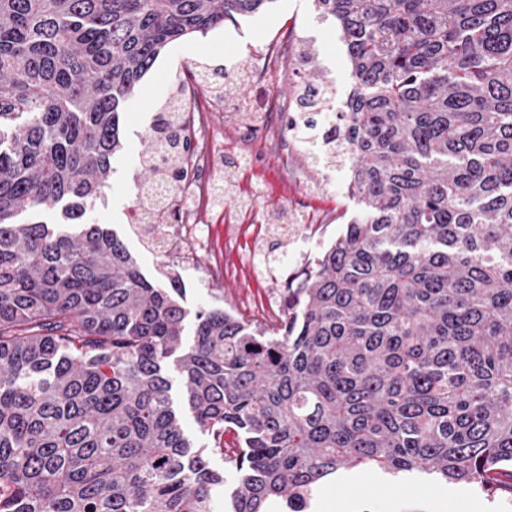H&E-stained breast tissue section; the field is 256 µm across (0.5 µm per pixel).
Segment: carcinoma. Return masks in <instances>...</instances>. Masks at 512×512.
<instances>
[{
    "instance_id": "cac0c4a2",
    "label": "carcinoma",
    "mask_w": 512,
    "mask_h": 512,
    "mask_svg": "<svg viewBox=\"0 0 512 512\" xmlns=\"http://www.w3.org/2000/svg\"><path fill=\"white\" fill-rule=\"evenodd\" d=\"M266 2L0 0V512H216L213 451L225 512H307L352 468L512 492V0H314L351 89L338 131L336 89L296 86L288 132L358 212L276 328L190 314L83 222L161 50ZM190 112L181 86L146 177L187 179ZM59 207L73 225L16 220ZM171 368L215 448L182 431Z\"/></svg>"
}]
</instances>
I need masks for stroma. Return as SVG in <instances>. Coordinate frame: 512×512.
I'll return each mask as SVG.
<instances>
[{
  "instance_id": "1",
  "label": "stroma",
  "mask_w": 512,
  "mask_h": 512,
  "mask_svg": "<svg viewBox=\"0 0 512 512\" xmlns=\"http://www.w3.org/2000/svg\"><path fill=\"white\" fill-rule=\"evenodd\" d=\"M308 48L316 53L312 69L300 62ZM199 63L257 74L274 108L268 135L250 137L241 110L214 103L207 95L196 97L199 134L224 144L209 173L210 181L221 182L223 201L202 204L208 245L196 250L193 261L177 264L183 302L192 311L231 309L269 328L283 312L289 274L313 261L357 211L347 172L315 166L285 127L294 87L313 72L336 88V111H343L350 88L337 27L318 16L312 0H272L207 35L169 43L129 103L122 127L124 149L112 163L109 188L86 218L121 238L148 280H161L165 257L147 247L129 224L135 184L143 177L139 157L152 113L176 81L189 80ZM289 224L306 225L301 246L283 235V226ZM310 512H512V496L493 498L472 486L427 476L393 480L379 472L344 469L321 482Z\"/></svg>"
}]
</instances>
